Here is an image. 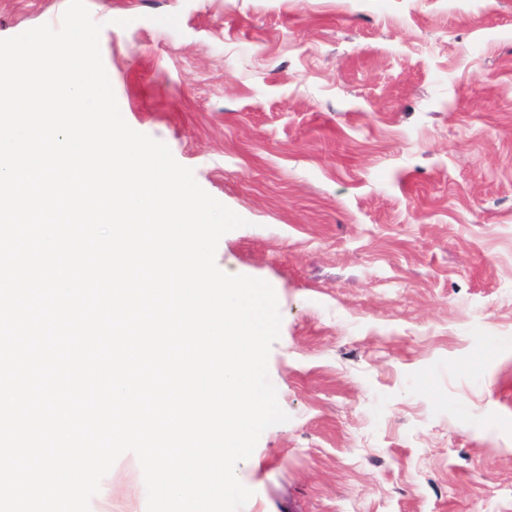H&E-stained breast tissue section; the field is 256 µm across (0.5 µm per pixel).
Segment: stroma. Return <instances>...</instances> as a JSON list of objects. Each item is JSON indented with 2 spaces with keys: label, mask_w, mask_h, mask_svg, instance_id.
<instances>
[{
  "label": "stroma",
  "mask_w": 512,
  "mask_h": 512,
  "mask_svg": "<svg viewBox=\"0 0 512 512\" xmlns=\"http://www.w3.org/2000/svg\"><path fill=\"white\" fill-rule=\"evenodd\" d=\"M123 119L245 221L288 422L242 512H512V0H85ZM68 0H0V38ZM111 504L146 512L133 453Z\"/></svg>",
  "instance_id": "1"
}]
</instances>
